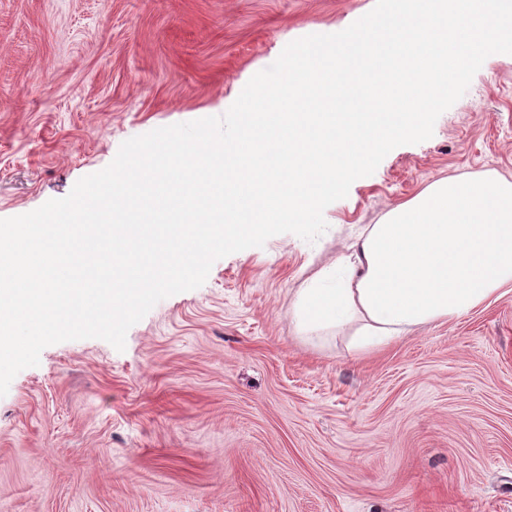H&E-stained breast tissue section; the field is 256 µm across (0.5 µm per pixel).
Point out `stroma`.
<instances>
[{
	"label": "stroma",
	"instance_id": "35a3bbf8",
	"mask_svg": "<svg viewBox=\"0 0 512 512\" xmlns=\"http://www.w3.org/2000/svg\"><path fill=\"white\" fill-rule=\"evenodd\" d=\"M376 0H0V218L67 196L127 139L223 115L291 41ZM512 175V55L430 139L159 301L124 351L47 346L0 397V512H512V291L387 347L300 338L293 291L434 180Z\"/></svg>",
	"mask_w": 512,
	"mask_h": 512
}]
</instances>
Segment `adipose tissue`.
<instances>
[{"instance_id":"obj_1","label":"adipose tissue","mask_w":512,"mask_h":512,"mask_svg":"<svg viewBox=\"0 0 512 512\" xmlns=\"http://www.w3.org/2000/svg\"><path fill=\"white\" fill-rule=\"evenodd\" d=\"M512 288V181L489 172L430 183L363 225L297 288L309 340L346 335L360 353L448 321Z\"/></svg>"}]
</instances>
